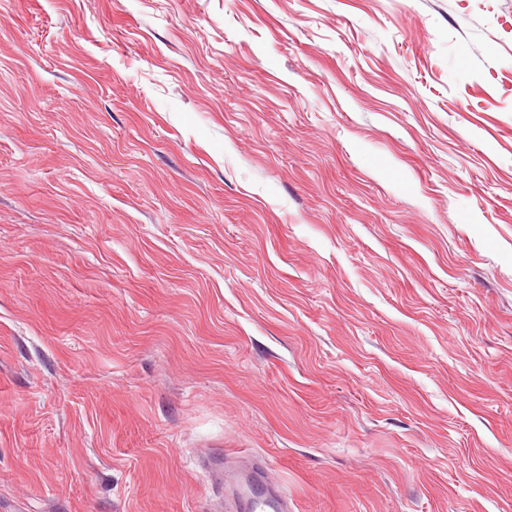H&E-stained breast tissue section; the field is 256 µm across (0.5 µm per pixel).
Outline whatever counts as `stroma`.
I'll list each match as a JSON object with an SVG mask.
<instances>
[{
    "label": "stroma",
    "instance_id": "1",
    "mask_svg": "<svg viewBox=\"0 0 512 512\" xmlns=\"http://www.w3.org/2000/svg\"><path fill=\"white\" fill-rule=\"evenodd\" d=\"M512 512V0H0V512Z\"/></svg>",
    "mask_w": 512,
    "mask_h": 512
}]
</instances>
